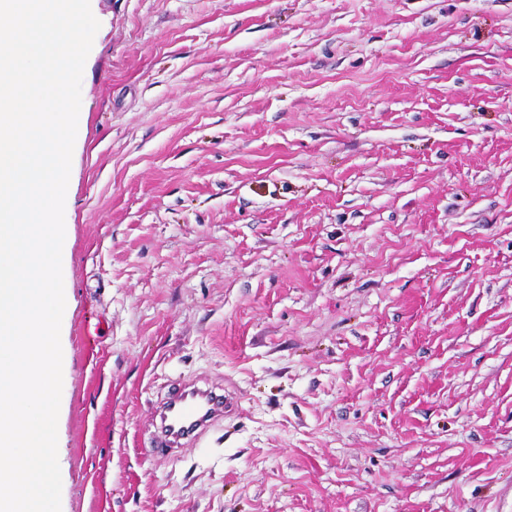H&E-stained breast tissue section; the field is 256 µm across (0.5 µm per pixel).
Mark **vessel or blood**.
<instances>
[{"label": "vessel or blood", "instance_id": "b4317fda", "mask_svg": "<svg viewBox=\"0 0 512 512\" xmlns=\"http://www.w3.org/2000/svg\"><path fill=\"white\" fill-rule=\"evenodd\" d=\"M224 407L223 393L190 381L182 383L155 409L152 451L174 456L181 448L199 443L223 422Z\"/></svg>", "mask_w": 512, "mask_h": 512}]
</instances>
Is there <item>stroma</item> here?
Instances as JSON below:
<instances>
[{
    "instance_id": "obj_1",
    "label": "stroma",
    "mask_w": 512,
    "mask_h": 512,
    "mask_svg": "<svg viewBox=\"0 0 512 512\" xmlns=\"http://www.w3.org/2000/svg\"><path fill=\"white\" fill-rule=\"evenodd\" d=\"M90 4L61 512H512V0ZM224 393L193 382L182 383L155 409L153 452L175 456L181 448L198 444L208 431L224 421Z\"/></svg>"
}]
</instances>
